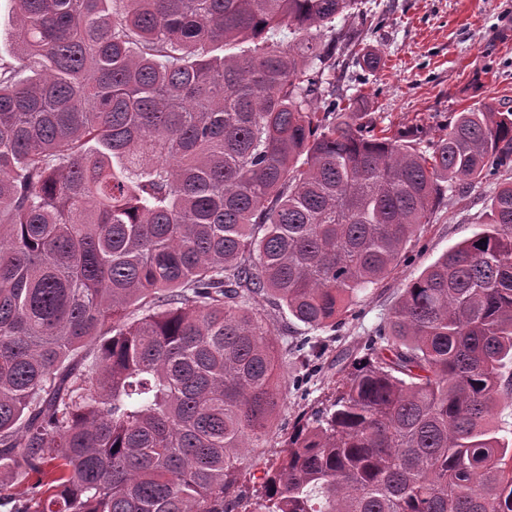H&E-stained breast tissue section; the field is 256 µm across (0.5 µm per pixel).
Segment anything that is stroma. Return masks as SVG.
<instances>
[{"label":"stroma","mask_w":512,"mask_h":512,"mask_svg":"<svg viewBox=\"0 0 512 512\" xmlns=\"http://www.w3.org/2000/svg\"><path fill=\"white\" fill-rule=\"evenodd\" d=\"M366 18L337 20L344 40L336 51V96L362 92L378 125L424 127L443 135L457 112L492 103L512 110V0H363ZM362 49L382 57L377 71L355 65ZM491 185L441 206L406 245L407 259L380 283L360 292L342 325L320 333L321 365L304 375L295 355L282 357V403L264 447L247 455L260 471L286 445L293 427L320 407L373 329L397 305L402 289L425 267L488 220Z\"/></svg>","instance_id":"35a3bbf8"}]
</instances>
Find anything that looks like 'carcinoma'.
<instances>
[{"instance_id": "carcinoma-1", "label": "carcinoma", "mask_w": 512, "mask_h": 512, "mask_svg": "<svg viewBox=\"0 0 512 512\" xmlns=\"http://www.w3.org/2000/svg\"><path fill=\"white\" fill-rule=\"evenodd\" d=\"M12 2L0 507L26 482L10 512H512V183L283 455L243 466L280 402L253 301L336 328L445 198L512 164V110L434 140L359 92L336 106L317 34L359 0Z\"/></svg>"}]
</instances>
